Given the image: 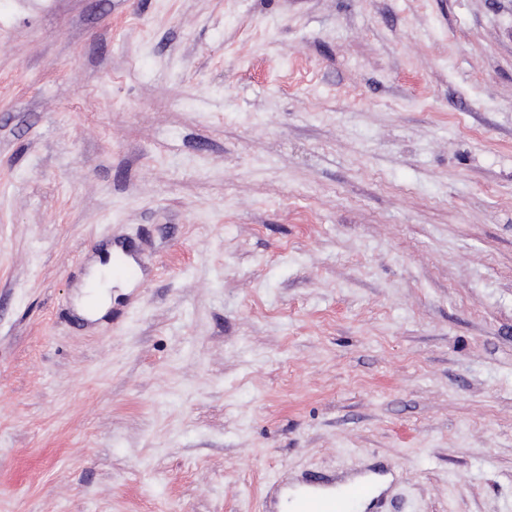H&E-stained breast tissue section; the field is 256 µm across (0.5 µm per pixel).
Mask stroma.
<instances>
[{
	"mask_svg": "<svg viewBox=\"0 0 512 512\" xmlns=\"http://www.w3.org/2000/svg\"><path fill=\"white\" fill-rule=\"evenodd\" d=\"M313 471L512 512V0H0V512ZM110 286L111 285L102 287L100 296L94 305L89 304L87 295H85L86 291L83 290L77 300L79 313L89 319H96L103 316L112 303V297L109 291L106 290V288H110Z\"/></svg>",
	"mask_w": 512,
	"mask_h": 512,
	"instance_id": "35a3bbf8",
	"label": "stroma"
}]
</instances>
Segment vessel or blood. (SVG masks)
I'll return each mask as SVG.
<instances>
[{
	"instance_id": "obj_1",
	"label": "vessel or blood",
	"mask_w": 512,
	"mask_h": 512,
	"mask_svg": "<svg viewBox=\"0 0 512 512\" xmlns=\"http://www.w3.org/2000/svg\"><path fill=\"white\" fill-rule=\"evenodd\" d=\"M335 485L333 477L313 474L303 484L281 493L274 501L273 512H358L372 487L371 481L364 480L338 493Z\"/></svg>"
}]
</instances>
